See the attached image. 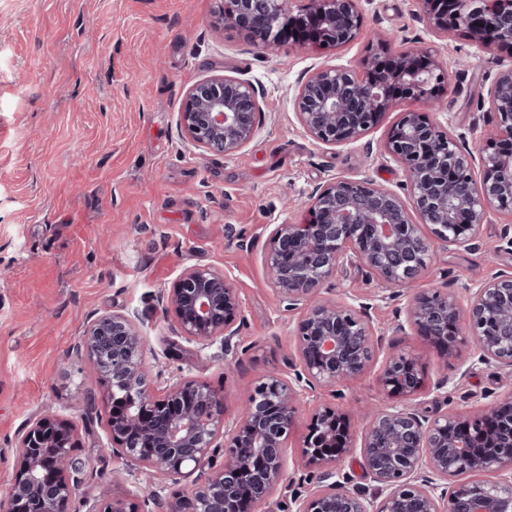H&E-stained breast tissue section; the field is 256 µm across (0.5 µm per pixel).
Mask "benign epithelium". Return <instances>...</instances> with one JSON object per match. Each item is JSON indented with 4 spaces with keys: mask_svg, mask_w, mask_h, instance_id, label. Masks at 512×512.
<instances>
[{
    "mask_svg": "<svg viewBox=\"0 0 512 512\" xmlns=\"http://www.w3.org/2000/svg\"><path fill=\"white\" fill-rule=\"evenodd\" d=\"M218 20L246 31L253 46L271 52L285 42L322 51L352 42L362 25L357 0H219ZM418 17L435 36L462 31L484 52L512 56V0H417ZM451 75L437 53L401 51L381 38L356 69H311L295 93L303 130L325 145L360 141L402 103L408 108L385 138L383 153L406 177L407 198L370 178L335 177L317 188L302 224H275L265 254L281 303L306 311L294 330L296 361L288 377L264 375L248 391L241 416L225 418L223 394L181 378L160 389L146 363L148 346L136 313L114 311L90 319L78 350L99 375L108 429L106 451L151 480L176 482L197 474L190 496L166 512H250L267 502L285 476V449L308 392L362 376L382 335L369 306L321 296L346 259L378 282L408 293L405 321L448 361L471 344L478 359L512 368V273L480 284L465 312L441 289L416 292L431 241L470 245L495 213L512 214V64L488 76L487 112L497 129L473 153L465 137L431 120V107ZM259 96L248 82L212 75L186 93L179 126L196 148L230 155L257 134ZM176 333L188 343L224 341L232 349L241 317L236 288L207 265L185 268L160 294ZM382 391L399 400L375 411L334 404L312 411L300 458L316 485L290 497L293 512H512V397L494 398L476 414L428 415L417 408L424 379L414 358L391 354L378 374ZM78 426L40 415L13 442L16 473L0 512H141L125 497L97 499L73 455ZM353 457L376 484L369 496L342 471ZM468 474L471 480L456 481Z\"/></svg>",
    "mask_w": 512,
    "mask_h": 512,
    "instance_id": "benign-epithelium-1",
    "label": "benign epithelium"
}]
</instances>
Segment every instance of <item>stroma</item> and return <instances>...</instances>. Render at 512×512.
Returning a JSON list of instances; mask_svg holds the SVG:
<instances>
[{"instance_id": "35a3bbf8", "label": "stroma", "mask_w": 512, "mask_h": 512, "mask_svg": "<svg viewBox=\"0 0 512 512\" xmlns=\"http://www.w3.org/2000/svg\"><path fill=\"white\" fill-rule=\"evenodd\" d=\"M358 37L330 53L284 44L259 53L245 31L213 25L216 0H0V496L15 474L10 442L33 416L75 421V453L97 495L148 491L144 474L106 454L104 422L90 410L99 378L76 344L91 314L138 311L157 386L194 377L223 389L228 414L265 374L287 375L300 311L280 303L264 263L271 225L300 224L304 201L338 176H367L401 190L402 169L382 152L400 111L352 145L313 141L299 124L293 93L312 68L356 67L369 43L415 42L435 50L454 78L432 118L465 134L478 150L493 125L486 77L512 63L478 51L461 34L434 37L414 0H358ZM239 77L259 92L264 122L229 156L205 153L181 135L187 89L213 74ZM493 217L476 245L433 242L420 289L469 288L512 271ZM194 264L221 271L236 288L241 321L232 353L201 348L173 333L157 301ZM328 295L370 307L383 352L404 353L423 369L418 397L427 414L477 413L512 393V370L463 350L458 367L415 331L393 335L406 297L379 289L358 261L330 279ZM450 382L434 384L441 376ZM337 402L388 405L375 373L305 397L302 414ZM123 472V487L112 484Z\"/></svg>"}]
</instances>
